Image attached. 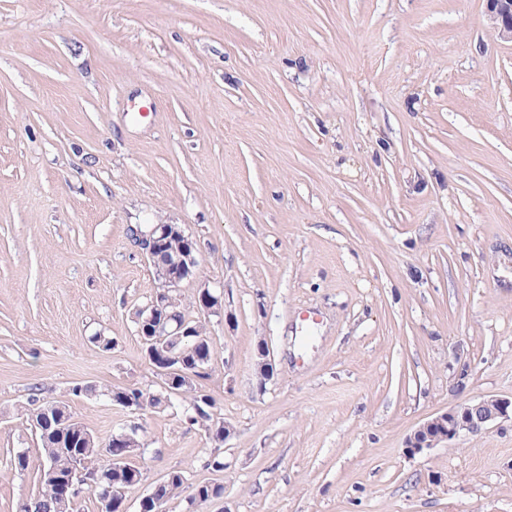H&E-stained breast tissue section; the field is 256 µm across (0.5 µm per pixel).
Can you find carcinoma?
Listing matches in <instances>:
<instances>
[{
    "label": "carcinoma",
    "mask_w": 512,
    "mask_h": 512,
    "mask_svg": "<svg viewBox=\"0 0 512 512\" xmlns=\"http://www.w3.org/2000/svg\"><path fill=\"white\" fill-rule=\"evenodd\" d=\"M177 319L188 322L194 330L201 331L197 336L186 337L173 347L171 353L178 354L170 366L171 372L164 380L165 388L151 391L139 387L116 388L109 391L112 404L131 413L144 415L149 411H164L180 408L185 422L201 430L208 439L216 432H224V415L215 413L216 401L206 391L198 387L197 381L206 379L212 368L213 352L206 331V316L178 313ZM73 414L68 404L57 402V425L59 432L53 436L36 429L41 443V454L32 457L17 453L12 462L20 471L31 469L41 474L42 468H53L61 481L76 483L80 472L94 474L97 483L86 487L101 504V512H119L120 499L111 496L112 490H126L138 484L143 477L141 466L131 469L119 460L124 449L107 444L99 446L97 437L83 424L73 426ZM38 493L27 499L25 512H62L57 490L39 481ZM156 495L166 501L183 498L186 512H198L202 504L224 496V486L213 482H191L186 472L172 470L156 484Z\"/></svg>",
    "instance_id": "obj_1"
}]
</instances>
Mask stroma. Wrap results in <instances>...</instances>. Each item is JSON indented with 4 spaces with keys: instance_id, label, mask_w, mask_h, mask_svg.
<instances>
[{
    "instance_id": "1",
    "label": "stroma",
    "mask_w": 512,
    "mask_h": 512,
    "mask_svg": "<svg viewBox=\"0 0 512 512\" xmlns=\"http://www.w3.org/2000/svg\"><path fill=\"white\" fill-rule=\"evenodd\" d=\"M161 223L197 245L183 308L224 295L220 471L179 411L103 395L160 388L129 228ZM491 395L512 396V41L484 0H0V512L38 489L10 455L39 454L42 399L137 430L128 512L171 470L223 484L199 512H512L511 419L406 446Z\"/></svg>"
}]
</instances>
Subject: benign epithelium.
<instances>
[{
  "label": "benign epithelium",
  "mask_w": 512,
  "mask_h": 512,
  "mask_svg": "<svg viewBox=\"0 0 512 512\" xmlns=\"http://www.w3.org/2000/svg\"><path fill=\"white\" fill-rule=\"evenodd\" d=\"M486 16L489 24L499 35L512 40V0H486ZM132 240L153 267L159 287L150 301L142 308L145 314L144 333L161 341L171 337L175 341L192 336V328L184 324L169 325L170 317L180 306L177 295L180 284L198 278L197 248H176L173 243L188 238L180 224H155L149 231L131 229ZM223 294L201 284L198 307L211 313L220 307ZM512 418V396H486L448 407V410L424 422L406 440V447L421 452L442 443H449L469 434L476 435L488 425L503 418ZM132 440L129 432L112 435V446L125 449L124 460L132 464L138 461L141 449L128 447Z\"/></svg>",
  "instance_id": "benign-epithelium-1"
}]
</instances>
